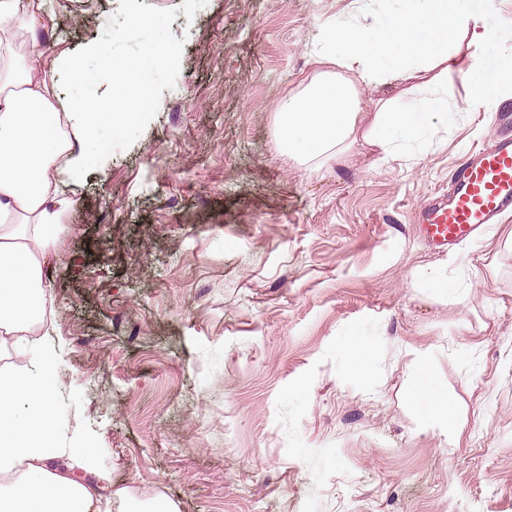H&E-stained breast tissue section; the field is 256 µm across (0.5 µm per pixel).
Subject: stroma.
I'll list each match as a JSON object with an SVG mask.
<instances>
[{"mask_svg": "<svg viewBox=\"0 0 512 512\" xmlns=\"http://www.w3.org/2000/svg\"><path fill=\"white\" fill-rule=\"evenodd\" d=\"M44 63L119 61L158 21L179 56L109 156L59 175L51 317L56 433L94 448L108 512H512V214L432 249L415 211L491 142L512 90L475 103L467 44L439 83L363 84L412 109L443 101L417 140L362 139L302 159L278 108L320 79L331 32L389 23L404 0H42ZM469 5L512 58V0ZM445 271L448 287L424 275ZM370 347L359 374L351 337ZM434 375L459 442L415 406Z\"/></svg>", "mask_w": 512, "mask_h": 512, "instance_id": "stroma-1", "label": "stroma"}]
</instances>
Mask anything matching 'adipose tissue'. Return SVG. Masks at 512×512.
Masks as SVG:
<instances>
[{
	"label": "adipose tissue",
	"mask_w": 512,
	"mask_h": 512,
	"mask_svg": "<svg viewBox=\"0 0 512 512\" xmlns=\"http://www.w3.org/2000/svg\"><path fill=\"white\" fill-rule=\"evenodd\" d=\"M470 15L449 13L447 0H407L395 23L373 31L341 30L326 54L336 72L279 108L281 142L304 155L339 147L356 131L360 115L357 83L376 80L396 54L424 61L426 70L448 76L457 62L449 36L468 37L480 47L486 36L470 29ZM44 15L31 0H0V512H101L110 480L93 450L60 447L55 434L53 351L31 343L32 325L45 321L51 285L44 277L55 259L64 212L71 201L57 188V162L72 173L108 155L97 136L111 124L121 136L132 117L148 111L151 99L129 83L131 75L172 61L176 45L146 43L142 53L113 64L102 59L96 77L111 85L114 110L95 97H60L53 72L41 60L46 43ZM355 78H348V71ZM372 143L417 138L428 125L426 110H400L376 101ZM413 400L430 417L454 411L447 390L428 374L413 381Z\"/></svg>",
	"instance_id": "ef3b65f1"
}]
</instances>
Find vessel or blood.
Wrapping results in <instances>:
<instances>
[{
    "label": "vessel or blood",
    "instance_id": "1",
    "mask_svg": "<svg viewBox=\"0 0 512 512\" xmlns=\"http://www.w3.org/2000/svg\"><path fill=\"white\" fill-rule=\"evenodd\" d=\"M512 211V131L460 159L448 191L421 204L416 219L423 236L452 247L487 231Z\"/></svg>",
    "mask_w": 512,
    "mask_h": 512
}]
</instances>
